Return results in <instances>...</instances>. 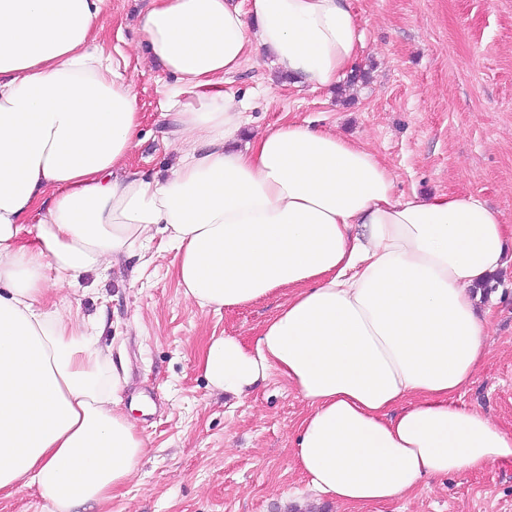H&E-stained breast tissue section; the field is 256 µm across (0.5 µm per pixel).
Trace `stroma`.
Listing matches in <instances>:
<instances>
[{"instance_id":"obj_1","label":"stroma","mask_w":512,"mask_h":512,"mask_svg":"<svg viewBox=\"0 0 512 512\" xmlns=\"http://www.w3.org/2000/svg\"><path fill=\"white\" fill-rule=\"evenodd\" d=\"M365 34L352 86H295L270 59L250 57L225 91L245 99L246 133L282 119L318 121L372 151L400 193L478 194L512 225V0H352ZM147 0H107L104 46L132 75L142 113L134 167L163 175L175 158L162 117L158 73L137 44ZM151 262L86 276L80 313L103 327L122 377L121 407L148 451L136 475L105 506L75 512H298L312 492L292 452L308 407L279 376L248 396L212 389L201 358L210 336L249 341L286 298L204 311L175 278L163 234L145 245ZM491 308L490 352L462 395L512 433V264L479 292ZM317 512H512V460L461 477H437L409 495L358 507L324 500Z\"/></svg>"}]
</instances>
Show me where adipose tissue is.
Returning a JSON list of instances; mask_svg holds the SVG:
<instances>
[{
	"mask_svg": "<svg viewBox=\"0 0 512 512\" xmlns=\"http://www.w3.org/2000/svg\"><path fill=\"white\" fill-rule=\"evenodd\" d=\"M104 4L0 0V498L33 486L71 512L137 471L146 441L100 327L49 301L158 232L200 308L290 289L249 342L210 337L202 369L235 396L275 373L309 404L293 454L320 497L383 503L512 460V433L461 401L490 349L474 288L512 230L477 195L397 193L380 159L312 122L239 139L246 104L224 85L248 55L313 90L353 73L350 0H151L141 44L177 151L152 179L127 163L141 114L100 43Z\"/></svg>",
	"mask_w": 512,
	"mask_h": 512,
	"instance_id": "1",
	"label": "adipose tissue"
}]
</instances>
